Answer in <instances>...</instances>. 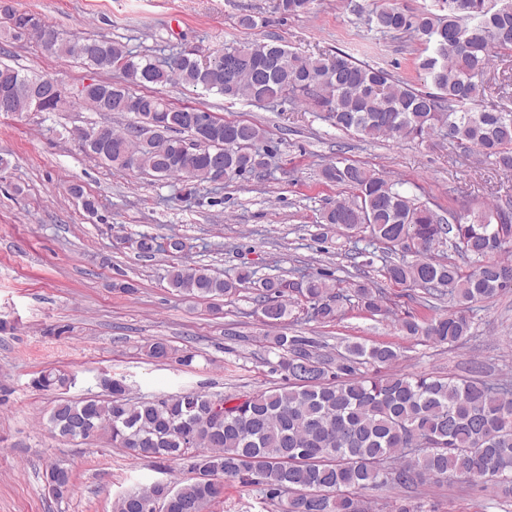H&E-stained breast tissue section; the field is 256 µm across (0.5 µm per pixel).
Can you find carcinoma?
I'll return each mask as SVG.
<instances>
[{
	"label": "carcinoma",
	"mask_w": 512,
	"mask_h": 512,
	"mask_svg": "<svg viewBox=\"0 0 512 512\" xmlns=\"http://www.w3.org/2000/svg\"><path fill=\"white\" fill-rule=\"evenodd\" d=\"M466 17L443 0L448 13L429 10L408 14L388 2L368 14V25L383 35L410 34L424 45L418 69L433 90H422L391 72L354 60L346 53L302 55L271 42H257L216 52L204 63L189 53L162 69L115 42L82 36L43 41L51 28L31 13L5 12L11 27L36 38L48 51L73 57L102 71L119 70L124 83L100 82L90 96H54L46 112L86 104L97 112H133L138 122L122 132L107 128L102 140L80 135L83 150L120 170L154 173L182 181L212 183L214 159L220 158L224 178L258 173L267 167V153L258 144L266 130L246 121L224 122L195 107L168 108L152 86L173 80L220 94L229 100L274 102L289 98L312 101L329 112L339 129L369 138L422 140L432 132L448 144L477 149L504 170H512V112L474 109L484 91L493 57L512 53V0L488 6L472 0ZM311 0H279L288 16L308 12ZM53 79L0 66V89L25 84L42 97ZM145 92L136 94L129 86ZM168 124L164 139L148 137V120ZM330 183L344 186L351 197L320 213L319 223L349 233L369 231L383 254L397 251L412 260L385 261L389 281L429 298L455 303L449 313L423 321L409 316L400 322L407 336H424L437 345L457 347L471 336L474 306L512 288V210L491 208L475 218L458 215L444 223L428 205L398 189L384 175L362 165L329 164ZM150 240L149 255L178 253L157 238L140 234L141 250ZM451 243L463 264L440 262L431 251ZM255 285V301L263 320L280 327L292 307L304 302L306 317L320 324L336 322L341 304L355 300L361 308L383 312L382 292L365 282L336 291L324 272L253 279L246 271L219 278L204 267L171 266L170 287L199 299L233 297ZM277 357L273 369L285 383L270 390L214 398L189 392L161 400H132L124 380L103 376L106 397L61 400L49 424L63 438L87 439L88 428L104 429L114 444L132 457L144 455L158 468L191 460L194 476L185 482L156 481L119 496L114 512H143L142 502L162 504L167 512H207L224 497V486L237 483L276 507L277 512H370L364 493L383 486L417 489L448 480L469 485L493 483L512 497V380L487 382L396 369L397 350L384 343L353 342L333 355L312 336L280 332L267 339ZM176 349L158 339L145 345V355L168 360ZM369 365L373 373H362ZM75 377L63 370L37 373V390H65ZM224 403V416L212 414ZM45 488L55 500L74 490L72 472L55 464L45 472Z\"/></svg>",
	"instance_id": "obj_1"
}]
</instances>
